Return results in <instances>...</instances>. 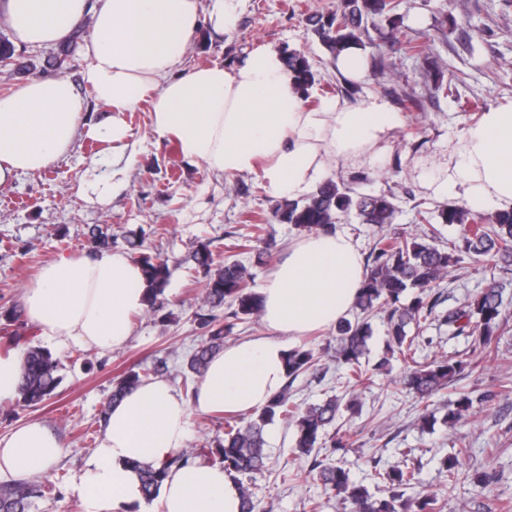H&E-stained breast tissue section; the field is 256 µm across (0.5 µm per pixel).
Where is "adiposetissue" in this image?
I'll return each instance as SVG.
<instances>
[{
  "label": "adipose tissue",
  "instance_id": "obj_1",
  "mask_svg": "<svg viewBox=\"0 0 512 512\" xmlns=\"http://www.w3.org/2000/svg\"><path fill=\"white\" fill-rule=\"evenodd\" d=\"M240 0H6L16 43L53 46L84 21V82L107 116L85 126L86 100L62 77L32 78L0 96V185L45 169L67 154L78 129L127 148L124 113L152 97V129L181 157L227 176L254 173L279 198L299 199L330 173L331 163L381 158L401 118L387 101L359 105L337 98L312 108L294 88L280 52L260 45L232 66L177 72L200 27L216 36L234 29ZM431 186L478 211L512 209V102L493 108L448 145L446 166ZM360 255L336 231L297 240L263 288L268 336L230 343L214 355L192 396L154 379L111 405L101 437L73 491L83 512H131L142 505L132 462L158 464L185 448L192 413L263 408L283 386L284 337L336 325L364 279ZM146 299L140 267L126 253L61 255L24 289L25 317L58 348L91 346L109 354L129 340L131 316ZM63 441L28 422L0 436V475L47 473ZM163 512H239L241 491L223 468L201 462L173 467L159 490Z\"/></svg>",
  "mask_w": 512,
  "mask_h": 512
}]
</instances>
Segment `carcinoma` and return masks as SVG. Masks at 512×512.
I'll return each mask as SVG.
<instances>
[{"label":"carcinoma","mask_w":512,"mask_h":512,"mask_svg":"<svg viewBox=\"0 0 512 512\" xmlns=\"http://www.w3.org/2000/svg\"><path fill=\"white\" fill-rule=\"evenodd\" d=\"M398 0H337L335 10L312 13L305 17V29L324 49L331 59H336L352 45L364 46L363 37L368 34V23L383 17L390 24L389 38L398 40L396 26ZM452 24L462 29L468 21L455 16L441 20L422 39L407 38L403 41L407 52L421 58L426 65V77L434 94L446 93L450 85L444 83L442 67L436 53V44L445 36V26ZM285 64L294 77L298 93L304 95L315 81V73L304 53L298 50L283 52ZM371 180L369 174L355 175L345 181L329 178L300 200H279L270 215L257 216L252 234L237 237L234 248L257 251L258 257L270 253L272 239L265 237L266 225L289 224L301 232L333 230L349 218L378 229L366 259L365 277L356 296L354 319L342 318L336 324L335 344L327 347L333 353L336 365L347 372L351 388H364L371 375L363 368L361 359L369 350L372 327L369 317L383 314L387 326L386 355L375 364V370L386 369L391 357H399L406 366L403 385L420 401H428L432 395L461 378L470 360L459 354L445 355L430 363L420 361L419 335L431 318L436 307L444 301L441 283L464 258L475 262H492L504 268L512 267V211L485 214L456 204L431 207L425 201L413 205L415 221L420 231L412 233H388L385 226L394 223L399 212L398 198L392 189L378 193H366L360 186ZM437 224L458 225L456 238L444 242L437 235ZM89 236L99 252L109 251L115 241L112 225H95ZM129 249L136 254L147 283L146 305L157 312L163 306V297L169 286L171 269L168 261L157 253H148L143 242L136 236H127ZM197 272L204 278L202 304L212 310L225 303L236 306L232 317L243 320L261 313L262 296L250 287V273L238 261L221 259L211 249V242L200 243L191 256ZM505 283L498 282L485 289L477 298L451 308L444 315L448 325V337L466 336L471 339L472 352L484 357L495 356L494 336L503 325L501 291ZM413 292L410 301L403 298ZM200 325L207 329L208 340L198 345L187 361L183 373L186 392L195 389L210 359L224 348V335L232 325H223L212 314H198ZM0 335L6 345L24 347V362L18 386V399L25 406H36L55 395L60 384L59 361L47 348L35 343V334L25 325L22 308L11 305L0 310ZM319 356L312 348H295L287 353L286 378L283 388L266 406L251 417L224 419L223 436L209 447L198 449L197 456L218 461L224 471L237 478L266 469L268 455L265 448L264 428L277 419L295 426V448L300 455L312 458L308 468H300L293 474L295 480L317 478L324 490L339 496L351 506V512H443L440 499L433 494L416 499L405 497V492L420 484V469L413 462L392 467L375 476L382 479L385 495L377 497L369 489L351 481L349 472L341 465L312 456L315 449L325 446L330 438L333 450L353 445L357 433L346 430L329 433L336 418L346 412L349 416L361 410L360 400L330 396L318 404L300 407L291 399V387L296 378L317 369ZM161 373V368H131L125 372L112 389L110 402L121 400L143 382ZM512 392V382L505 380L498 389H488L476 396L469 392L459 393L448 410L451 425L464 419L474 403L489 404ZM188 463L186 455H176L169 461L154 466L136 463L141 492L151 501L158 496L160 486L169 469ZM49 485L34 477L11 484L0 485V512H29L32 499L43 495Z\"/></svg>","instance_id":"1"}]
</instances>
